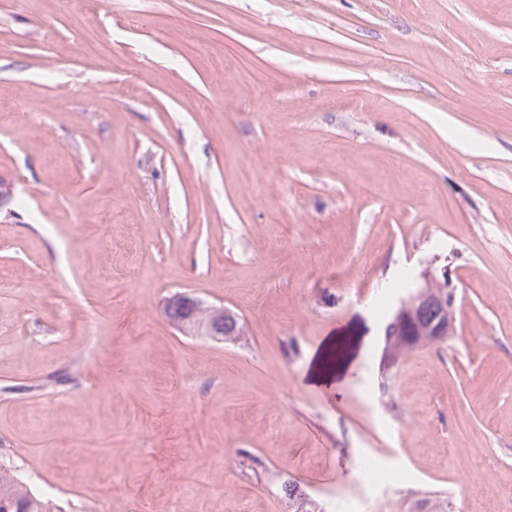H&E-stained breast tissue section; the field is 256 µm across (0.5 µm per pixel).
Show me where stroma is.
<instances>
[{"label":"stroma","instance_id":"35a3bbf8","mask_svg":"<svg viewBox=\"0 0 512 512\" xmlns=\"http://www.w3.org/2000/svg\"><path fill=\"white\" fill-rule=\"evenodd\" d=\"M0 186V468L58 512L328 507L369 453L357 512H512V0H0ZM429 267L455 333L383 373ZM168 321L189 335L210 336L223 340L242 336L243 327L238 315L222 307H206L202 300L188 293H174L164 304ZM357 488L360 492L386 491L392 484V476L382 461L375 455L364 456L357 464ZM281 494L292 505H296L294 512H325L326 509L319 506L315 500L308 498L307 495L299 489V486L293 482H284L281 486Z\"/></svg>","mask_w":512,"mask_h":512}]
</instances>
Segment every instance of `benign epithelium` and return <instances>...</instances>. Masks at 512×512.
I'll use <instances>...</instances> for the list:
<instances>
[{
    "label": "benign epithelium",
    "instance_id": "benign-epithelium-1",
    "mask_svg": "<svg viewBox=\"0 0 512 512\" xmlns=\"http://www.w3.org/2000/svg\"><path fill=\"white\" fill-rule=\"evenodd\" d=\"M448 281V268H429L422 272L421 283L406 289L398 301L385 332L384 353L394 356L418 346L421 334L439 341L453 335L451 307L445 298L430 289ZM168 321L189 335L210 336L216 340L243 334L238 315L224 307H207L188 293H174L164 304Z\"/></svg>",
    "mask_w": 512,
    "mask_h": 512
}]
</instances>
